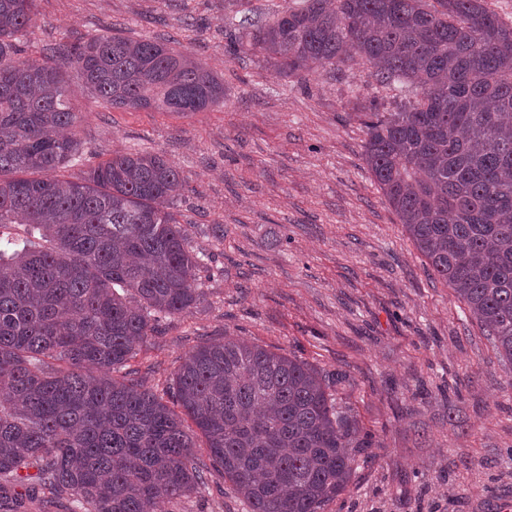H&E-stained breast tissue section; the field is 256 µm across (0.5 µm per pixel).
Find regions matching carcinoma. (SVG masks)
I'll use <instances>...</instances> for the list:
<instances>
[{
    "instance_id": "cac0c4a2",
    "label": "carcinoma",
    "mask_w": 512,
    "mask_h": 512,
    "mask_svg": "<svg viewBox=\"0 0 512 512\" xmlns=\"http://www.w3.org/2000/svg\"><path fill=\"white\" fill-rule=\"evenodd\" d=\"M34 0H0V512H165L224 472L250 512H324L375 436L321 375L241 339L176 373L177 414L127 369L162 317L196 306L203 258L171 211L180 171L114 153L76 179L60 68L16 57ZM305 77L350 52L421 96L358 113L404 231L512 365V24L484 0H305L245 36ZM57 54L112 108L201 112L224 85L166 43L95 36ZM205 442L195 449L194 435Z\"/></svg>"
}]
</instances>
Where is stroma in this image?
I'll return each mask as SVG.
<instances>
[{
  "mask_svg": "<svg viewBox=\"0 0 512 512\" xmlns=\"http://www.w3.org/2000/svg\"><path fill=\"white\" fill-rule=\"evenodd\" d=\"M303 0H35L25 58L92 35L188 51L224 100L177 114L101 105L63 73L81 158L164 155L185 186L173 211L210 254L205 296L161 319L131 360L146 387L169 386L196 346L244 338L309 364L377 440L326 512H512V369L451 288L431 276L364 161L357 117L402 96L360 58L305 78L230 54L250 29ZM223 239H216V228ZM220 472L172 512H246Z\"/></svg>",
  "mask_w": 512,
  "mask_h": 512,
  "instance_id": "stroma-1",
  "label": "stroma"
}]
</instances>
